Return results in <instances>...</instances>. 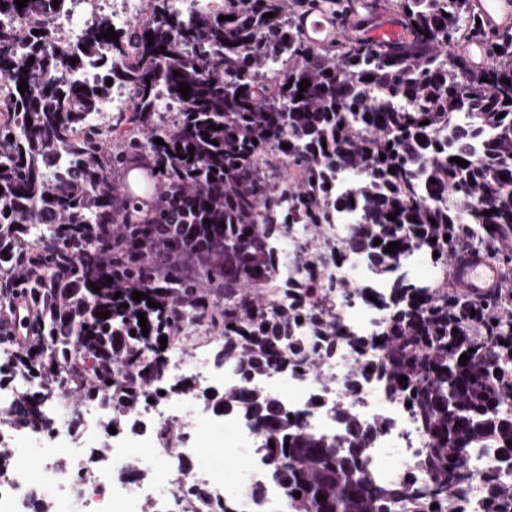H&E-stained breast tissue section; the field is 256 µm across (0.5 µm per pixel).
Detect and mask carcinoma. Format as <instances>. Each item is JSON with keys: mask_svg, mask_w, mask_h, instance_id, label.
<instances>
[{"mask_svg": "<svg viewBox=\"0 0 512 512\" xmlns=\"http://www.w3.org/2000/svg\"><path fill=\"white\" fill-rule=\"evenodd\" d=\"M58 2L19 9L0 0V16L30 22L22 54L16 31L0 25V82L10 88L0 112V281L20 282L0 291V314L18 320L15 333L0 334V387L16 377L30 386L0 408V427L45 423L47 398L71 385L122 422L161 398L159 338L189 319L224 328L216 359L235 361L242 381L202 396L216 412L264 420L267 464L293 512H461L468 451L496 448L512 463V32L486 37L489 63L476 69L455 51L481 34L468 0H396L402 38L351 34L325 46L297 32L287 0H224L219 12L196 13L147 0L118 40L98 38L112 27L100 18L82 46L59 48L44 25L63 10ZM315 6L345 20L353 0ZM93 56L105 71L94 84L65 79ZM274 66L278 78L261 82ZM116 83L135 89L131 113L86 124ZM161 93L181 104L172 125L156 107ZM51 155L73 175L47 172ZM283 155L296 178L282 174ZM126 171L138 181L122 184ZM338 172L352 188L331 208L326 184ZM146 176L158 184L153 196L140 189ZM333 209L358 215L336 259L364 252L379 272L398 275L384 302L382 379L428 438L419 464L427 483H378L362 459L371 431L354 417L344 415L343 436L297 432L276 395L251 384L288 361L298 326L320 341L300 368L342 334L339 318L311 302L325 252L297 254L298 274L283 288L290 303L268 307L259 286L274 265L272 243L292 224L322 237ZM390 242L400 248L386 253ZM456 248L483 250L509 286L475 297L401 275L415 251L441 269ZM135 291L158 307L133 300ZM486 482L483 512H512V484L497 473Z\"/></svg>", "mask_w": 512, "mask_h": 512, "instance_id": "obj_1", "label": "carcinoma"}]
</instances>
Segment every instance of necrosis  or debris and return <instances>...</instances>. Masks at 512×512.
Here are the masks:
<instances>
[{
	"label": "necrosis or debris",
	"instance_id": "4bbe7bcc",
	"mask_svg": "<svg viewBox=\"0 0 512 512\" xmlns=\"http://www.w3.org/2000/svg\"><path fill=\"white\" fill-rule=\"evenodd\" d=\"M68 11L51 16L56 40L79 44L83 29L74 14L111 7L112 26L122 30L144 15V0H69ZM306 227L292 225L274 247V270L266 288L269 300L293 273L298 246L308 244ZM325 282L346 279L356 292L336 298L325 287L316 295L342 316L344 327L365 340L379 338L389 321L383 301L392 285L388 275L375 274L367 260L349 255L341 266H329ZM220 333L195 326L173 338L161 371L170 392L164 398L131 410L118 429L110 427V410L101 402H74L70 390L53 395L46 410L50 427L20 423L0 428V445L11 448L15 464L0 475V512H32L41 502L48 512H113L115 504L138 502L142 512H212L223 502L226 512H289L285 490L273 479L262 447V423L240 413L219 414L198 406L189 392L237 385L240 371L214 355L223 344ZM382 352L359 351L344 344L310 371L276 365L256 378V386L273 392L297 425L307 432L334 436L340 425L336 411L348 409L373 431L364 455L384 485L406 482L418 471L427 438L411 410L389 395L379 377ZM224 433V456L232 473L199 469L195 461L203 438ZM108 445L99 455L100 445ZM42 453L36 470L24 459L30 446ZM464 487L466 512H481L483 477L497 471L512 482V467L503 465L493 448L470 456Z\"/></svg>",
	"mask_w": 512,
	"mask_h": 512
}]
</instances>
